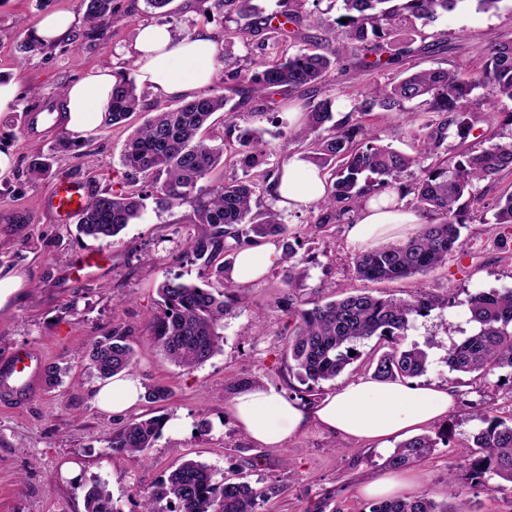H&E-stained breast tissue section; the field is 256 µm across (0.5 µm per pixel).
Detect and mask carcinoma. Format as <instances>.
I'll use <instances>...</instances> for the list:
<instances>
[{
    "label": "carcinoma",
    "instance_id": "carcinoma-1",
    "mask_svg": "<svg viewBox=\"0 0 512 512\" xmlns=\"http://www.w3.org/2000/svg\"><path fill=\"white\" fill-rule=\"evenodd\" d=\"M86 20L92 24L85 37L94 40L109 24L119 22L113 0H82ZM203 13L216 12L236 23L233 31L242 39L265 35L256 43L260 51L272 46L279 53L259 67L243 72L224 71L225 89L231 95L207 94L183 101L173 109L152 113L127 140L121 155L122 181L118 189L90 196L77 220V231L97 240L116 237L140 215L144 201L151 199L162 211L190 206L189 220L200 232L185 241L177 258L199 266L204 285L188 283L181 277L165 279L157 288L159 309L147 325L151 344L178 367H198L222 349L224 317L231 313L238 295L232 283L225 289L212 287V276L226 278L231 250L255 246L267 239L283 242L282 261L287 274L284 283L298 288L307 277L306 258L298 255V241L286 239L282 214L262 202L271 183L281 175L280 166L251 170L267 162L272 150L254 131H237L236 114L251 111L269 94H298L318 91L328 74L344 57L358 67L380 71L400 64L412 53L391 39L394 30L413 19L427 26L439 16L476 4L483 12L499 9L502 0H342L344 13L323 31V36L303 48H294L304 20L317 26L322 22L314 11L304 10L308 0H279L283 10L267 13L254 0H202ZM347 22L342 23L340 19ZM293 29H288V26ZM481 53L485 62L480 73L464 78L454 70L434 68L408 74L400 82L374 88L354 104L343 119L333 120L329 99L303 105L301 125L289 129L288 140L307 144L309 157L327 174V195L315 204L319 210L315 225L321 227L352 220L354 212L369 196L387 188L413 195L412 205L426 219L417 233L404 242L391 243L353 255L356 275L366 282H383L425 274L448 258L462 252L461 228L465 218L459 201L464 195L477 200L474 186L494 182L505 170L512 172V142L496 141L492 128L475 130L467 118L466 105L478 88L490 87L500 100H512V40L489 38ZM238 96L232 101V96ZM416 103L418 111H406ZM131 69L121 66L112 87V102L104 125L125 122L144 111ZM396 112L410 127L425 131L416 153L405 154L369 137L363 118L372 112ZM224 113V136L236 142L230 150L242 169V176L211 180L212 172L224 160V147L211 145L201 135L212 116ZM456 127L463 147L453 155L443 150L448 129ZM473 138L489 143L487 148L467 144ZM28 169L34 179L52 175L50 157L32 153ZM412 177L410 184L402 182ZM493 209L499 240L512 231V193L497 199ZM434 301L424 294L407 299L383 298L360 290L311 308L304 307L290 292L284 311L293 329L285 347L292 370L302 383L332 380L350 365L364 341L376 336L389 350L379 357L375 377L384 381L413 378L427 368V353L413 345L398 347L412 320L430 312ZM470 321L475 331L448 351V366L465 374H486L507 369L512 383V289L491 290L469 299ZM132 329L115 325L87 344L88 369L106 381L135 368L136 351ZM473 435L468 459L473 486L495 488L512 485V423L488 413ZM163 427L159 417L134 420L113 432L108 449L116 454L145 459ZM441 435L422 434L401 442L386 464L400 469L430 456ZM279 493V487L255 488L245 481H218L205 463L186 460L142 495L141 512H258L260 503ZM86 512H120L112 496L100 485L85 495ZM370 512H455L423 495L382 500Z\"/></svg>",
    "mask_w": 512,
    "mask_h": 512
}]
</instances>
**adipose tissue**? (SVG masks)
Returning <instances> with one entry per match:
<instances>
[{"label":"adipose tissue","instance_id":"adipose-tissue-1","mask_svg":"<svg viewBox=\"0 0 512 512\" xmlns=\"http://www.w3.org/2000/svg\"><path fill=\"white\" fill-rule=\"evenodd\" d=\"M223 43L207 27L179 38L169 26L141 27L127 56L138 78L161 98L189 100L210 86L221 64ZM115 74L106 65L70 84L63 96L66 129L73 138L93 134L111 104ZM282 177L271 187L277 208L290 211L315 205L326 194V176L305 153L289 155ZM418 211L396 193L385 192L364 203L347 227V242L360 252L404 240L406 231L422 223ZM282 252L264 243L237 254L229 272L235 284L262 278L280 262ZM142 392L137 378L119 374L96 393L98 404L122 413L138 403ZM455 403L448 387L421 385L411 380L381 381L360 376L312 406H303L269 386H249L237 393L227 410L255 444L271 447L316 424L333 435L385 446L390 439L418 435L446 417Z\"/></svg>","mask_w":512,"mask_h":512}]
</instances>
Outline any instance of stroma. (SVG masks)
<instances>
[{
  "label": "stroma",
  "mask_w": 512,
  "mask_h": 512,
  "mask_svg": "<svg viewBox=\"0 0 512 512\" xmlns=\"http://www.w3.org/2000/svg\"><path fill=\"white\" fill-rule=\"evenodd\" d=\"M114 4L119 23L90 41L84 37L81 0H0V79L20 85L14 106L0 112V155L7 161L0 169V279L22 280L19 290L0 305V357L32 349L44 364L66 371L59 385L42 381L21 404H0V512H86L85 493L96 484L105 487L120 512H140L141 491L154 487L187 459L207 464L219 479L235 474L256 488L279 486V495L259 512H309L318 502L324 503L325 512H368L373 500L362 489L386 474L388 450L331 435L315 425L282 446L264 448L248 439L227 413V405L243 387L261 384L289 393L300 386L284 353L289 322L278 304L284 294L281 266L272 267L257 282L238 286L239 299L224 319L221 351L187 371L149 344L147 323L162 281L177 274L187 280L197 277L195 266L172 257L179 242L200 230L189 221L190 207L162 212L147 203L140 218L109 241L78 235L75 222L60 224L47 216L44 201L55 175L77 179L94 193L111 188L123 172L125 142L143 120L138 114L127 126L99 128L74 153L57 151L58 131L29 137L21 128L23 115L34 105L60 102L62 90L90 69L124 62L139 27L159 20L145 0ZM203 8L202 0H173L171 14L162 20L179 37L203 26L223 32V15L204 14ZM56 12L76 18L61 45L24 53L31 31ZM493 35L512 39V0H502L496 11L460 9L419 28V52L393 68L373 73L338 67L318 97L332 100L333 116L339 120L373 86L398 81L405 71L442 67L470 75L482 68L480 50ZM237 123L260 132L274 147L271 163H284L289 153L302 148L298 142L284 143L282 127L272 115L245 111ZM366 123L379 144L412 153L413 134L397 114L375 111ZM36 148L51 156L52 177L30 179L27 166ZM510 192L512 173L505 172L495 182L478 184V202L462 198L466 247L448 264L423 275L369 285L355 274L345 225L314 228L316 214L309 209L284 215L289 234L299 240V254L308 259V276L298 290L307 305L364 287L383 297L402 299L420 291L436 299L428 316L412 322L401 345L427 352L420 383L452 388L457 404L432 426L433 431L447 432V444L410 465L409 471L417 476L423 494L438 503H452L456 512H512L510 488L467 487L456 498L448 496L449 474L466 470L472 435L480 426L477 412L488 410L511 420L512 386L504 383L503 371L461 374L450 371L447 363L449 350L475 329L470 296L512 288V238L499 242L492 230V206ZM86 260L93 263L89 275L72 279L74 268ZM118 323L134 330L135 375L141 385H163L171 395L163 402L139 400L115 416L94 400L100 382L89 373L85 342ZM360 351L361 358L335 379L315 385L310 402L370 374L383 346L373 338ZM152 416L164 417L166 423L147 462L109 453L107 443L116 428ZM69 462L80 466L72 480L62 473Z\"/></svg>",
  "instance_id": "35a3bbf8"
}]
</instances>
